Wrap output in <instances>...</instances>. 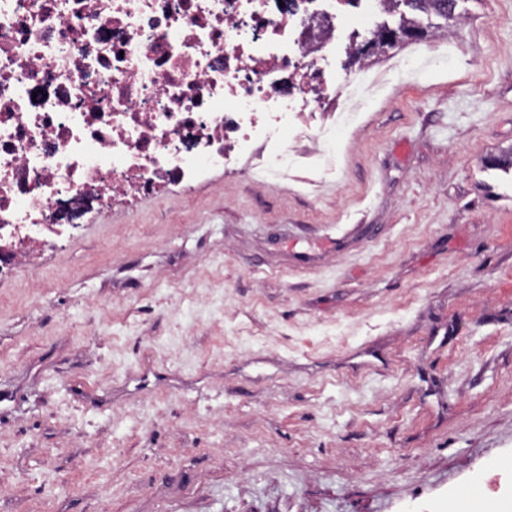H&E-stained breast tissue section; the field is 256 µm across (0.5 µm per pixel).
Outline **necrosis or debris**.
I'll list each match as a JSON object with an SVG mask.
<instances>
[{"label":"necrosis or debris","mask_w":512,"mask_h":512,"mask_svg":"<svg viewBox=\"0 0 512 512\" xmlns=\"http://www.w3.org/2000/svg\"><path fill=\"white\" fill-rule=\"evenodd\" d=\"M384 0H0V281L29 287L88 213L193 187L326 102L355 9Z\"/></svg>","instance_id":"4bbe7bcc"}]
</instances>
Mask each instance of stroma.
Instances as JSON below:
<instances>
[{"mask_svg":"<svg viewBox=\"0 0 512 512\" xmlns=\"http://www.w3.org/2000/svg\"><path fill=\"white\" fill-rule=\"evenodd\" d=\"M420 70L0 282V512H512V0Z\"/></svg>","mask_w":512,"mask_h":512,"instance_id":"1","label":"stroma"}]
</instances>
